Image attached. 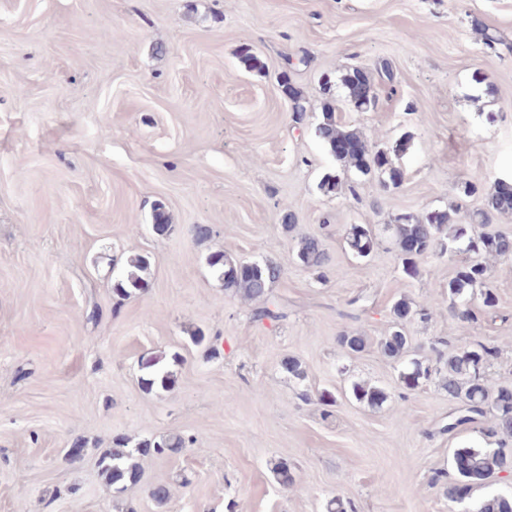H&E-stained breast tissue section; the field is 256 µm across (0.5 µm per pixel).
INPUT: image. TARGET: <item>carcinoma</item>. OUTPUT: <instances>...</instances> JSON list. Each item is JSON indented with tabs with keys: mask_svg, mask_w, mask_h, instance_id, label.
Listing matches in <instances>:
<instances>
[{
	"mask_svg": "<svg viewBox=\"0 0 512 512\" xmlns=\"http://www.w3.org/2000/svg\"><path fill=\"white\" fill-rule=\"evenodd\" d=\"M240 62L249 71L261 72L263 61L251 49L245 47L240 53ZM345 100L358 112H367L375 106L370 87L357 68L348 70L341 78ZM279 85L292 103L293 121L301 123L307 112V101L295 89L284 71L279 76ZM333 84L330 77L321 81V89L327 95L323 101L321 115L314 125V134L319 143L342 166V172L325 173L319 189L324 193H336L344 176L352 173L359 177L376 176L384 187H396L403 180V171L395 165L392 153L399 152L402 144L389 149L377 145L356 129H350L337 121L335 100L331 98ZM512 213V190L504 189L501 182L485 193L484 207L468 216L463 224L452 223L449 212L431 210L422 216L400 214L390 225L396 249L401 261L404 277L415 279L421 275V260L435 250L459 253L463 259L456 267L453 277L448 280V311L464 322L478 319L481 313H489L498 303L497 294L490 285L489 257H512V236L493 234L485 227L498 215ZM155 231L165 234L170 228V217L164 206L157 205L152 213ZM345 243L358 258L369 257L377 245L371 225L353 224L345 233ZM295 259L308 269H321L329 262V256L320 238L303 236L298 240ZM130 270L117 280L113 292L122 297L148 288V282L139 275L146 270L147 261L135 255L127 261ZM209 265L224 281V288L231 289L249 300H261L263 305L255 310L254 317L282 320L286 317L285 306L272 299L270 287L280 277L281 266L273 260L263 262L236 261L222 252L209 257ZM432 309L416 306L406 297L396 300L391 307L393 327L378 343L383 356L392 361H401L409 352L410 337L403 325L410 319L422 322L430 319ZM336 345L346 354L359 353L367 347V337L360 333L341 330L336 335ZM497 356V351L485 345H477L451 354L446 361L447 371L412 359L399 374L401 385L408 391L417 389L421 382L436 374L442 377V387L448 392V400L457 404L451 414L448 430L460 426L488 422L485 431L495 436L512 438V389L501 387L490 391L486 382V369ZM289 377L302 382L306 371L296 357H288L281 364ZM143 375L141 386L148 392L168 391L174 385V378L159 357L141 362ZM353 397L371 407L382 405L388 398L384 389L365 382L351 386ZM185 447V439L169 436L159 440H144L134 448H128V439L120 437L114 441L112 451L103 454L98 465L114 493L120 495L128 487L139 482L141 468L134 456H164L176 453ZM451 467L454 478L443 483L441 490L450 502L459 498L469 499L476 488L489 484L499 474L512 473V451L505 448L460 447L452 452ZM272 471L278 482L284 486L293 483L292 465L285 459L274 463ZM469 512H512V493L492 494L480 503L472 505Z\"/></svg>",
	"mask_w": 512,
	"mask_h": 512,
	"instance_id": "1",
	"label": "carcinoma"
}]
</instances>
